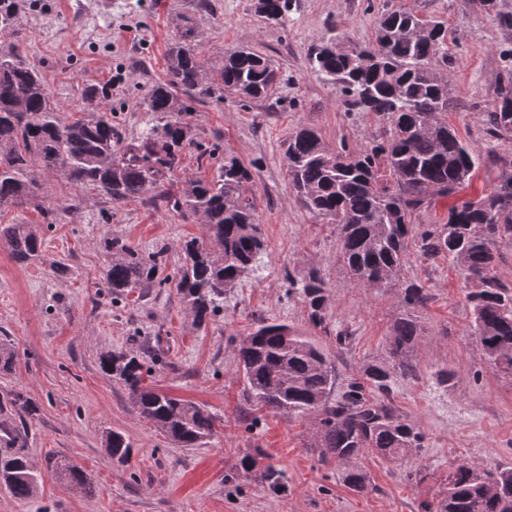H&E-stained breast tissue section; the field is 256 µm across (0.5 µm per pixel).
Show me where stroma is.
Segmentation results:
<instances>
[{
  "label": "stroma",
  "mask_w": 512,
  "mask_h": 512,
  "mask_svg": "<svg viewBox=\"0 0 512 512\" xmlns=\"http://www.w3.org/2000/svg\"><path fill=\"white\" fill-rule=\"evenodd\" d=\"M370 0H291L288 23L268 24L255 0H213L211 12L196 0H18L12 40L47 77L52 100L70 112L89 85L107 87L112 118L136 138L148 114L140 104L164 79L169 45L193 27L207 69L224 52L251 47L270 56L286 82L262 101L213 98L196 105L193 134L199 152L185 156L184 177L207 180L216 163L205 150L219 145L251 165L253 196L264 239L253 272L224 297V308L198 329L172 288H148L113 299L104 288L101 240L114 234L132 248L180 242L205 234L203 224L176 212L156 211L133 199L113 203L96 192L37 172L43 197L57 208L44 233L43 256L17 263L0 246V339L15 352L12 371L0 374V397L26 392L40 407L28 424L27 454L42 472L38 493L27 500L0 486V512H420L435 500L450 464L512 462V376L489 369L469 334L471 312L463 281L448 258L424 260L408 244L406 280L427 288L422 311L423 346L413 354L416 377L394 379L393 401L425 436L418 455L401 463L364 456L360 464L374 488L358 495L342 485L334 465L307 448L310 417L254 410L243 397L233 340L260 318H272L315 336L340 376L387 356L390 327L400 312L396 289L353 283L339 258L335 225L294 199L283 165L289 135L315 128L327 146L356 151L377 131L374 115H351L335 86L310 67L308 52L326 41L328 22L346 35V46L374 43L376 10ZM448 22V70L456 105L448 123L478 152L512 159V137L489 142L484 114L494 98L512 30L466 0H392ZM507 171L490 163L476 169L454 199H439L417 213L418 224L445 221L452 201L489 195ZM317 269L327 283V332L315 331L287 275ZM349 332L346 347L337 332ZM160 343L166 364L153 381L177 397L207 406L221 423L197 448L169 441L129 402L126 391L99 368L100 356L128 350L135 341ZM454 371L440 384L437 373ZM121 430L134 446L127 465L105 449V434ZM256 459L245 468L244 458ZM64 460L92 480L86 493L56 478L50 464ZM280 474L269 486L266 467ZM421 470L422 481L409 478Z\"/></svg>",
  "instance_id": "obj_1"
}]
</instances>
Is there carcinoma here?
Masks as SVG:
<instances>
[{
	"mask_svg": "<svg viewBox=\"0 0 512 512\" xmlns=\"http://www.w3.org/2000/svg\"><path fill=\"white\" fill-rule=\"evenodd\" d=\"M499 24L512 28V12L496 10L497 0H468ZM256 12L274 25L288 22V0H256ZM16 0H0V40L14 33ZM342 33L313 48L314 71L336 87L347 111L373 114L380 130L360 150L329 148L308 127L288 137L284 152L289 188L302 207L336 225L339 257L351 280L369 288H395L402 312L391 325L388 359L360 367L338 382L323 347L285 322L261 320L235 342L245 400L273 414L310 415L306 444L321 462L336 463L343 484L362 494L371 476L357 460L373 454L385 461L417 455L424 436L395 407V373L414 376L409 360L422 344L419 311L430 295L403 277L407 240L416 242L427 260L441 255L465 282L471 332L488 366L512 375V286L497 275L496 243L512 239V174L488 196L448 209L442 224L412 223L435 198L457 192L482 163L480 154L448 127L454 108L448 71V23L427 21L414 10L383 4L376 20V47H341ZM13 59L0 67V208L39 198L36 171L88 187L113 202L142 199L188 219L201 221L205 235L182 242L173 278L160 277L167 250L147 254L116 235L103 238L106 256L104 287L115 298L136 289L160 287L171 280L192 322L202 327L224 308V291L253 270L264 249L258 215L246 185L253 174L237 156L216 157L209 181L173 179L183 170L184 156L197 146L190 124L193 104L214 97L264 100L282 84L271 59L249 48L227 49L224 64L205 73L193 28L169 49L164 80L145 98L150 112L139 136L126 139L112 123L108 92L88 86L73 113L62 116L51 100L46 77L31 65L18 45ZM504 65L485 114L486 133L500 139L512 135V49L502 53ZM0 243L12 258L27 262L40 256L43 237L28 224H0ZM288 285L308 308L311 325L327 332L326 283L320 272L288 276ZM164 358V350L141 342L137 350L112 351L99 365L112 382L128 390L137 413L182 448H196L211 438L220 422L206 407L159 390L149 381L148 364ZM0 483L20 500L33 497L40 477L25 451L20 428L39 414L38 405L22 390L0 400ZM112 459L129 460L133 445L119 430L106 434ZM63 479L92 490L80 467L53 464ZM444 492L423 505L424 512H512V463L485 465L462 461L451 465Z\"/></svg>",
	"mask_w": 512,
	"mask_h": 512,
	"instance_id": "carcinoma-1",
	"label": "carcinoma"
}]
</instances>
